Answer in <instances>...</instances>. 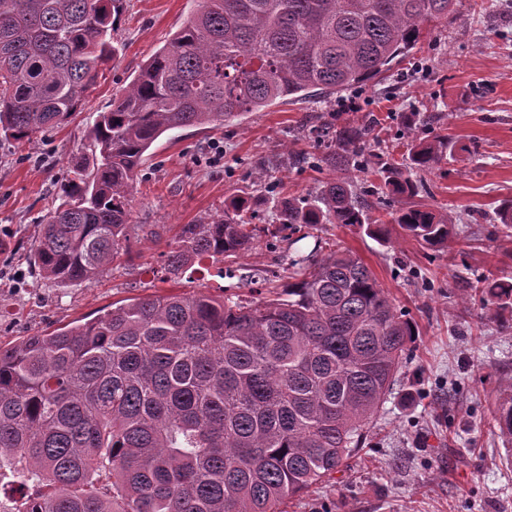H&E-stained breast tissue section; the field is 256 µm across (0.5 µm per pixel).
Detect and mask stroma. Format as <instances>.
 <instances>
[{
    "mask_svg": "<svg viewBox=\"0 0 512 512\" xmlns=\"http://www.w3.org/2000/svg\"><path fill=\"white\" fill-rule=\"evenodd\" d=\"M198 5L197 0H122L114 23L116 56L99 68L81 112L61 128L16 148L0 144V347L96 317L112 303L170 292L251 299L255 278L273 271L286 283L295 250L315 237L340 243L374 273L419 334L413 356L364 448L334 480L289 500L284 512H512V467L491 428L499 381L512 378V320L483 318L471 296L474 274L512 278V239L490 238L486 215L512 199V0H457L448 21L428 28L390 71L357 88L246 112L211 128L164 133L147 153L130 190V255L96 281L60 286L36 281L29 257L43 220L58 204L70 158L83 151L99 112ZM350 122L372 126L395 161L412 139L447 141L416 204L448 215L454 233L444 250L423 247L391 214L404 202L369 198L388 222L379 244L357 226L322 224L289 246L267 234L271 205L247 213L258 234L219 277L203 259L178 281L157 269L187 224L223 216L233 195H261L260 166L271 167L277 195L320 191L331 173L301 164L321 155L317 134Z\"/></svg>",
    "mask_w": 512,
    "mask_h": 512,
    "instance_id": "obj_1",
    "label": "stroma"
}]
</instances>
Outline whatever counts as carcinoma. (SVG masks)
Wrapping results in <instances>:
<instances>
[{"mask_svg":"<svg viewBox=\"0 0 512 512\" xmlns=\"http://www.w3.org/2000/svg\"><path fill=\"white\" fill-rule=\"evenodd\" d=\"M119 0H0V138L19 146L80 110L97 67L113 58ZM455 0H201V8L112 96L89 144L69 163L61 203L33 256L56 285L93 282L130 252L129 190L166 131L220 126L244 112L332 93L384 74L448 21ZM362 124L330 127L316 160L351 157L389 194L448 142L412 141L396 166ZM224 216L184 225L166 255L177 280L203 258L250 251L254 230ZM278 231L359 226L380 243L364 194L347 179L308 198L279 197ZM394 223L430 249L451 222L423 207ZM494 233L512 237V200ZM316 237L271 296L203 292L114 303L97 317L0 347V512H282L280 505L348 466L398 382L418 332L357 257ZM483 309L512 313V281L480 274ZM492 423L512 464V381L499 384Z\"/></svg>","mask_w":512,"mask_h":512,"instance_id":"carcinoma-1","label":"carcinoma"}]
</instances>
